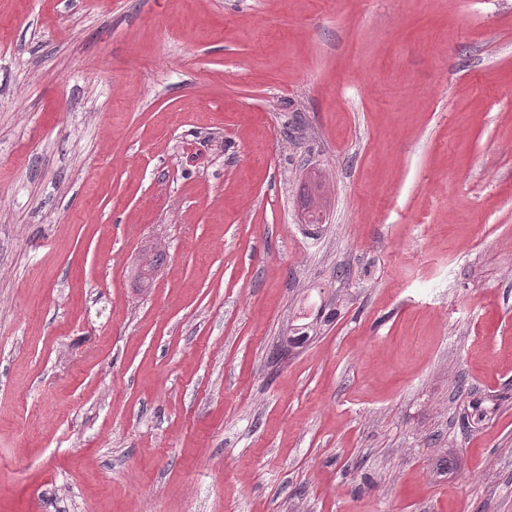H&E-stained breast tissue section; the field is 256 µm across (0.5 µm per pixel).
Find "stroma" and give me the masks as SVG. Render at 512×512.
<instances>
[{"label":"stroma","mask_w":512,"mask_h":512,"mask_svg":"<svg viewBox=\"0 0 512 512\" xmlns=\"http://www.w3.org/2000/svg\"><path fill=\"white\" fill-rule=\"evenodd\" d=\"M0 512H512V0H0Z\"/></svg>","instance_id":"1"}]
</instances>
